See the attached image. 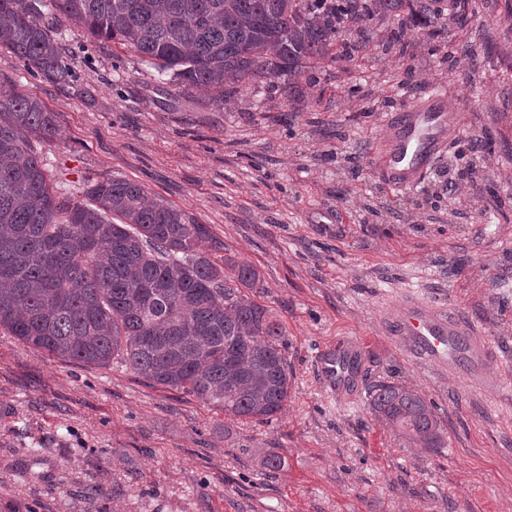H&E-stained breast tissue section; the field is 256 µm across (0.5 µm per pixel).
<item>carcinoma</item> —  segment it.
I'll return each instance as SVG.
<instances>
[{
  "instance_id": "carcinoma-1",
  "label": "carcinoma",
  "mask_w": 512,
  "mask_h": 512,
  "mask_svg": "<svg viewBox=\"0 0 512 512\" xmlns=\"http://www.w3.org/2000/svg\"><path fill=\"white\" fill-rule=\"evenodd\" d=\"M436 0H0V48L54 83L72 81L59 37L69 25L149 63L159 81L211 101L234 86L281 79L336 57L348 16L417 23ZM58 136L55 113L0 87V327L29 348L107 367L116 357L151 382L225 415L266 422L288 399L284 325L252 298L260 271L213 260L209 225L123 177L87 180L81 199L54 189L36 149ZM369 409L422 448L444 431L406 386L373 385Z\"/></svg>"
}]
</instances>
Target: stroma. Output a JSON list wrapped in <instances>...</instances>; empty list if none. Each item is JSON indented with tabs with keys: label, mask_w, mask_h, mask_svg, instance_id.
I'll list each match as a JSON object with an SVG mask.
<instances>
[{
	"label": "stroma",
	"mask_w": 512,
	"mask_h": 512,
	"mask_svg": "<svg viewBox=\"0 0 512 512\" xmlns=\"http://www.w3.org/2000/svg\"><path fill=\"white\" fill-rule=\"evenodd\" d=\"M348 20L351 58L295 95L240 88L233 105L169 95L120 45L61 37L71 85L0 49V84L39 98L62 187L121 176L192 212L224 256L263 276L288 340V399L272 421L225 417L113 360L95 368L0 329V512H512V402L409 357L379 328L411 290L455 308L512 356V0H439L426 28ZM443 86L459 130L415 190L374 176L381 120ZM359 343L330 393L319 351ZM415 388L444 429L413 446L366 392ZM284 456L278 471L263 464Z\"/></svg>",
	"instance_id": "1"
}]
</instances>
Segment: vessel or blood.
I'll list each match as a JSON object with an SVG mask.
<instances>
[{
	"label": "vessel or blood",
	"mask_w": 512,
	"mask_h": 512,
	"mask_svg": "<svg viewBox=\"0 0 512 512\" xmlns=\"http://www.w3.org/2000/svg\"><path fill=\"white\" fill-rule=\"evenodd\" d=\"M456 130L444 91H426L383 119V148L370 158L376 177L396 191L416 189L445 153ZM381 319L386 334L403 343L417 361L454 372L471 388H494L503 400L512 399V390L488 373L498 360L494 348L478 339L475 324L461 311L444 309L406 291L385 305ZM357 356L353 346L330 345L321 350L318 367L329 389L351 382Z\"/></svg>",
	"instance_id": "b4317fda"
}]
</instances>
